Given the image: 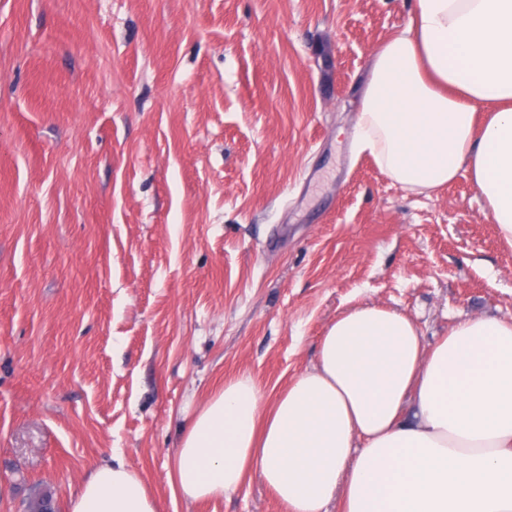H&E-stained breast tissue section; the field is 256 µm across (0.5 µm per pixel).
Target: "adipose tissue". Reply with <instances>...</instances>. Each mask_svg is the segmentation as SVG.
Wrapping results in <instances>:
<instances>
[{"label":"adipose tissue","instance_id":"adipose-tissue-1","mask_svg":"<svg viewBox=\"0 0 512 512\" xmlns=\"http://www.w3.org/2000/svg\"><path fill=\"white\" fill-rule=\"evenodd\" d=\"M355 140L413 192L467 172L512 245V0H417L370 58ZM253 473L288 512H512V320L472 316L429 345L404 313L358 305L274 400L226 380L176 448L172 487L207 500ZM70 512L156 505L100 463Z\"/></svg>","mask_w":512,"mask_h":512}]
</instances>
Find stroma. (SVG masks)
Wrapping results in <instances>:
<instances>
[{
	"label": "stroma",
	"instance_id": "1",
	"mask_svg": "<svg viewBox=\"0 0 512 512\" xmlns=\"http://www.w3.org/2000/svg\"><path fill=\"white\" fill-rule=\"evenodd\" d=\"M416 0H0V512L119 458L157 512H287L251 476L173 493L226 379L274 398L370 303L426 342L512 318L467 174L408 191L354 147L356 87Z\"/></svg>",
	"mask_w": 512,
	"mask_h": 512
}]
</instances>
